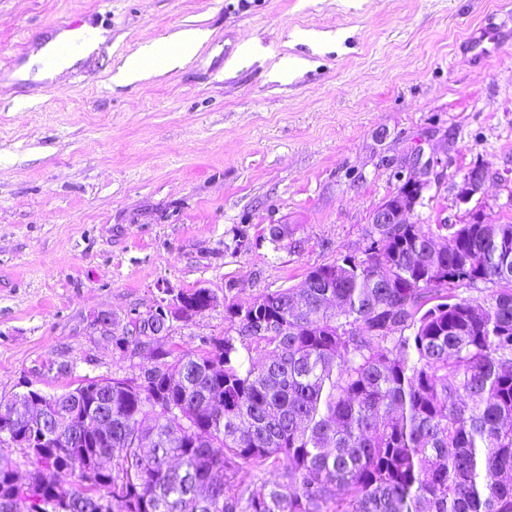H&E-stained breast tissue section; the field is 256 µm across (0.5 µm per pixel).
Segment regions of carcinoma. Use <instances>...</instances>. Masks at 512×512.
<instances>
[{"mask_svg": "<svg viewBox=\"0 0 512 512\" xmlns=\"http://www.w3.org/2000/svg\"><path fill=\"white\" fill-rule=\"evenodd\" d=\"M491 285L482 301L460 288ZM194 352L163 323L112 337L123 355L154 344L149 385L112 377L68 391L76 417L112 403V437L80 420L56 448L0 398V506L23 460L74 477L34 485L12 512H512V224H377L362 256L308 272L243 308ZM184 375L175 387L168 379ZM204 400L214 413L199 417ZM138 423L150 449L127 437ZM112 458L95 489L85 457ZM281 480L256 488L266 469Z\"/></svg>", "mask_w": 512, "mask_h": 512, "instance_id": "1", "label": "carcinoma"}]
</instances>
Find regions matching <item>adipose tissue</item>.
<instances>
[{
    "instance_id": "1",
    "label": "adipose tissue",
    "mask_w": 512,
    "mask_h": 512,
    "mask_svg": "<svg viewBox=\"0 0 512 512\" xmlns=\"http://www.w3.org/2000/svg\"><path fill=\"white\" fill-rule=\"evenodd\" d=\"M106 38L105 31L97 28L86 29L78 38L70 31H59L39 48L30 64L18 69L16 76L25 79L33 74L40 80L53 79L58 72L74 67L89 56ZM201 38L200 32L190 30L179 33L173 39H162L140 54L129 57L124 69L134 74L145 68L164 67L174 56L191 55Z\"/></svg>"
}]
</instances>
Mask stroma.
<instances>
[{
	"mask_svg": "<svg viewBox=\"0 0 512 512\" xmlns=\"http://www.w3.org/2000/svg\"><path fill=\"white\" fill-rule=\"evenodd\" d=\"M73 22L109 38L13 78ZM183 29L205 34L189 61L118 79ZM245 43L259 53L237 58ZM1 57L0 397L129 374L87 327L98 311L197 288L245 306L361 254L415 156L441 164L410 223L512 224V0H0ZM224 327L219 308L171 340ZM489 175L488 167L478 166L470 169L463 180V188L459 196L460 201L462 203L469 202Z\"/></svg>",
	"mask_w": 512,
	"mask_h": 512,
	"instance_id": "obj_1",
	"label": "stroma"
}]
</instances>
